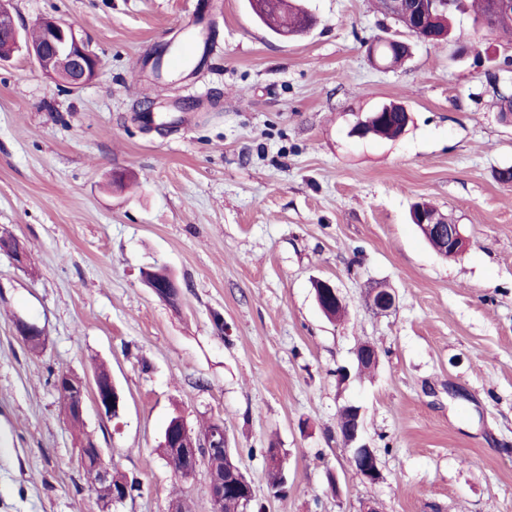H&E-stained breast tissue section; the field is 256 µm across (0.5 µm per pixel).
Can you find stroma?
<instances>
[{"mask_svg": "<svg viewBox=\"0 0 512 512\" xmlns=\"http://www.w3.org/2000/svg\"><path fill=\"white\" fill-rule=\"evenodd\" d=\"M303 2L317 23L288 40L245 0H10L23 28L73 24L100 66L73 90L25 55L0 64V232L30 254L23 270L0 251V512H100L89 439L143 483L109 512H212L205 470L178 478L158 450L176 414L223 422L249 512H512V183L498 179L512 123L455 41L384 69L374 37L408 33L379 0ZM201 34L191 67L154 71ZM390 101L411 112L403 136L349 137ZM421 199L461 225V257L411 223ZM153 265L175 300L146 285ZM317 279L341 317L317 306ZM379 286L396 295L385 313L368 304ZM363 343L379 361L358 374ZM101 366L123 408L107 419L86 401L73 426L54 378ZM347 404L378 482L349 464Z\"/></svg>", "mask_w": 512, "mask_h": 512, "instance_id": "stroma-1", "label": "stroma"}]
</instances>
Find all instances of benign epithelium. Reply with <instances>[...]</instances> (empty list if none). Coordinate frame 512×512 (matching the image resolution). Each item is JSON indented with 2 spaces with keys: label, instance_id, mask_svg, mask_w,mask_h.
Here are the masks:
<instances>
[{
  "label": "benign epithelium",
  "instance_id": "obj_1",
  "mask_svg": "<svg viewBox=\"0 0 512 512\" xmlns=\"http://www.w3.org/2000/svg\"><path fill=\"white\" fill-rule=\"evenodd\" d=\"M39 27L42 38L34 42L16 26L6 2L3 0L0 3V40L7 41L11 51L25 53L45 76L72 89L81 88L92 82L98 72L99 60L88 46L77 38L74 27L53 19L41 20ZM411 218L440 256L452 259L466 251L468 240L460 225L439 221L425 203L419 202L413 207ZM315 298L323 311L331 303L343 305L339 290L328 281H319L315 284ZM395 301V293L386 287L375 288L369 295L370 305L378 312L390 310ZM18 331L22 339L28 343H45L44 331L35 324L21 322ZM355 359L357 369L362 370L369 363H377L378 355L371 345L365 343L357 348ZM56 389L69 417L82 418L86 381L69 374L63 375L57 380ZM93 395L100 415L110 419L119 415L121 396L111 377H103L100 372H94ZM339 430L349 445V463L356 474L371 483L378 481L381 478L378 459L372 449L362 443L360 407L349 406L348 415L340 423ZM160 446L168 449L169 453L189 461L187 468L178 472L181 477L193 475L197 466L211 456L230 453L222 422H211L208 431L197 436L181 415L171 419L165 426ZM81 461L84 466H93L95 494L102 507L107 508L121 503L129 497L128 488L112 483L114 467L104 461L101 449L93 441L89 440L84 444L81 449ZM207 479L213 512H220L228 482L225 481L224 474L212 471L207 472Z\"/></svg>",
  "mask_w": 512,
  "mask_h": 512
}]
</instances>
